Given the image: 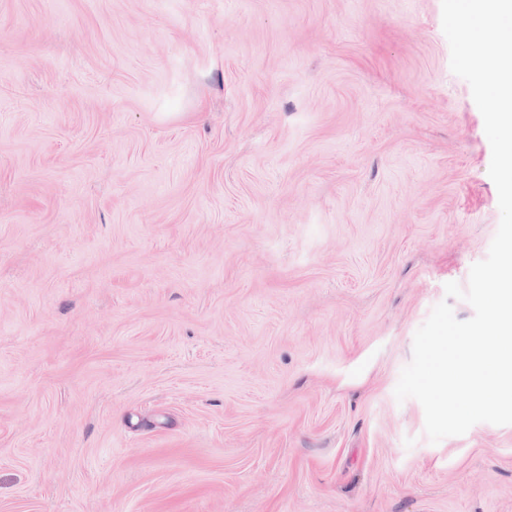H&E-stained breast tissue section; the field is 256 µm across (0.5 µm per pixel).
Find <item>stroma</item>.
Returning <instances> with one entry per match:
<instances>
[{"label":"stroma","instance_id":"35a3bbf8","mask_svg":"<svg viewBox=\"0 0 512 512\" xmlns=\"http://www.w3.org/2000/svg\"><path fill=\"white\" fill-rule=\"evenodd\" d=\"M491 156L441 0H0V512H512L394 395Z\"/></svg>","mask_w":512,"mask_h":512}]
</instances>
